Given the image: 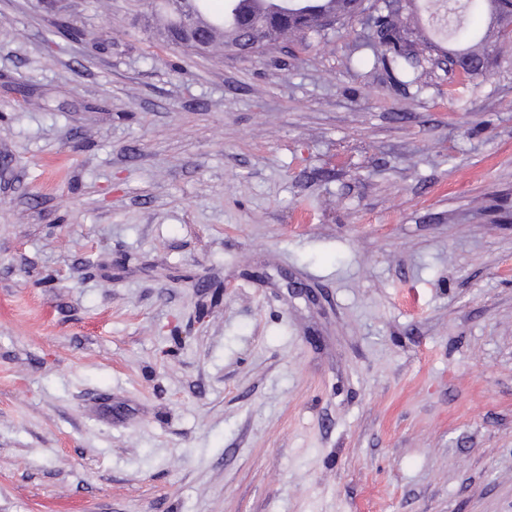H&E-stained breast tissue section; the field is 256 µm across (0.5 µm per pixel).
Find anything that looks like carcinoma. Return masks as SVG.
Wrapping results in <instances>:
<instances>
[{
  "mask_svg": "<svg viewBox=\"0 0 512 512\" xmlns=\"http://www.w3.org/2000/svg\"><path fill=\"white\" fill-rule=\"evenodd\" d=\"M243 0H224V14H234L230 23L223 18H213L208 14L209 0H172V7L179 12L192 14L203 21L202 36L206 50H213L216 35L222 36L223 48L240 52L249 51L248 39L244 27L257 24L264 27L265 45H273L292 36L324 37L329 30L331 20L340 24L351 17L354 11H366L357 0H278L280 8L273 16L250 14L242 7ZM443 13L439 21L448 27V21L457 20L452 33L467 46L453 51L456 57H467L473 61L484 62L482 70L467 71V74L487 73L491 58L485 56L487 44L494 40L498 43L512 38L508 27L494 29L487 26L484 33H479L469 25L459 21L461 17L454 0H442ZM415 0H381L373 5L369 14L372 28L386 32V36L371 34L365 41L371 50L373 64L387 71L393 82L406 84L417 79V72L422 64L431 61V53L436 45L427 39H413L408 23L409 12L414 10ZM473 7L484 9L486 15L494 13L501 17L512 15V0H473Z\"/></svg>",
  "mask_w": 512,
  "mask_h": 512,
  "instance_id": "1",
  "label": "carcinoma"
}]
</instances>
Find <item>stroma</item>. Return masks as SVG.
I'll return each mask as SVG.
<instances>
[{"label":"stroma","instance_id":"35a3bbf8","mask_svg":"<svg viewBox=\"0 0 512 512\" xmlns=\"http://www.w3.org/2000/svg\"><path fill=\"white\" fill-rule=\"evenodd\" d=\"M363 35L0 0V512H512V48ZM383 0L375 3L369 14L374 33L365 44L371 50L374 66L387 71L394 83L406 84L415 81L422 64L431 61V53L436 45L427 39H411L408 23L409 11L413 12L415 1ZM379 28L388 36H376Z\"/></svg>","mask_w":512,"mask_h":512}]
</instances>
